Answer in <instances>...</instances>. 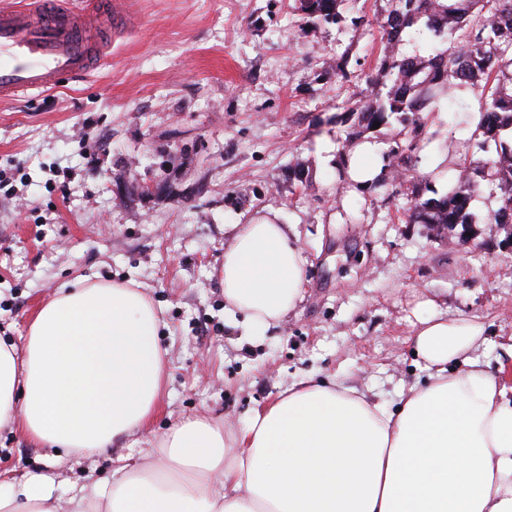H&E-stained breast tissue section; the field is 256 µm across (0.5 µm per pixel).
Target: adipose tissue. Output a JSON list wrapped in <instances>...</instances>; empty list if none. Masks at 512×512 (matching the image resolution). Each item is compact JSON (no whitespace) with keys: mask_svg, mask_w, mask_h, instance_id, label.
<instances>
[{"mask_svg":"<svg viewBox=\"0 0 512 512\" xmlns=\"http://www.w3.org/2000/svg\"><path fill=\"white\" fill-rule=\"evenodd\" d=\"M218 279L252 336L304 297L298 235L277 215L231 225ZM159 317L137 288L61 284L23 349L0 339V427L69 453L104 452L159 408ZM427 377L398 405L302 377L242 427L188 417L160 464L122 467L70 512H512V385L484 367L479 317L430 312L413 336ZM59 486L0 480V512H58Z\"/></svg>","mask_w":512,"mask_h":512,"instance_id":"obj_1","label":"adipose tissue"}]
</instances>
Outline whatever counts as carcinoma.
I'll use <instances>...</instances> for the list:
<instances>
[{
    "label": "carcinoma",
    "instance_id": "1",
    "mask_svg": "<svg viewBox=\"0 0 512 512\" xmlns=\"http://www.w3.org/2000/svg\"><path fill=\"white\" fill-rule=\"evenodd\" d=\"M345 0H295L302 25L318 26L342 22ZM384 21L379 23L382 39L390 46L400 41L408 28L425 21V27L445 43V48L427 59L398 57L387 52L377 73L366 78V88L358 100L342 109L356 115L347 132L352 140L390 117L410 128L415 149L422 126L419 113L448 90L467 86L482 112L477 126L484 141L499 145L498 157L484 166L503 190L502 204L494 211V222L512 211V145L502 142V133L512 131V78L499 76L512 65V0H388ZM482 191L478 181L469 180L438 199L412 200L405 216L414 224H466L467 206Z\"/></svg>",
    "mask_w": 512,
    "mask_h": 512
}]
</instances>
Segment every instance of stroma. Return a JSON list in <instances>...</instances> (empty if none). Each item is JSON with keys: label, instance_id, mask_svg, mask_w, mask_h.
Returning <instances> with one entry per match:
<instances>
[{"label": "stroma", "instance_id": "1", "mask_svg": "<svg viewBox=\"0 0 512 512\" xmlns=\"http://www.w3.org/2000/svg\"><path fill=\"white\" fill-rule=\"evenodd\" d=\"M387 0L344 5L341 25L302 28L293 0H114L118 27L91 76L0 101V338L24 346L36 308L64 282L132 281L161 317L167 376L157 414L105 452L67 455L0 430V475L42 472L72 491L120 467L157 460V438L181 418L244 425L306 375L397 403L423 381L411 338L427 311L484 323L489 362L512 341V224L479 165L494 143L460 115L421 116L414 176L421 199L459 187L470 169L483 190L469 221L439 234L413 224L395 167L381 188L346 177L340 135L384 45L374 15ZM366 24H359V16ZM347 56L350 79L325 67ZM470 142L461 155L455 142ZM448 176L431 177L434 155ZM166 184L164 197L118 193ZM296 225L306 261L302 303L261 336L224 311L214 272L228 224L269 212Z\"/></svg>", "mask_w": 512, "mask_h": 512}]
</instances>
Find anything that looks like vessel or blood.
Instances as JSON below:
<instances>
[{
	"label": "vessel or blood",
	"mask_w": 512,
	"mask_h": 512,
	"mask_svg": "<svg viewBox=\"0 0 512 512\" xmlns=\"http://www.w3.org/2000/svg\"><path fill=\"white\" fill-rule=\"evenodd\" d=\"M105 12H76L64 0H30L0 10V100L58 87L90 74L109 51Z\"/></svg>",
	"instance_id": "vessel-or-blood-1"
}]
</instances>
